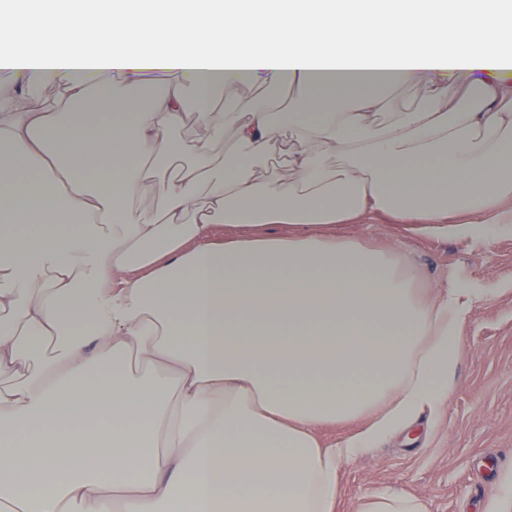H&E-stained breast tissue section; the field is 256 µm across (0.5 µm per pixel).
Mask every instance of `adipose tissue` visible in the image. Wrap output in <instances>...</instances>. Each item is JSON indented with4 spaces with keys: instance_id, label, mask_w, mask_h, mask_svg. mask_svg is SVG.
I'll use <instances>...</instances> for the list:
<instances>
[{
    "instance_id": "adipose-tissue-1",
    "label": "adipose tissue",
    "mask_w": 512,
    "mask_h": 512,
    "mask_svg": "<svg viewBox=\"0 0 512 512\" xmlns=\"http://www.w3.org/2000/svg\"><path fill=\"white\" fill-rule=\"evenodd\" d=\"M54 13L63 38L19 51ZM510 48L488 0L0 7V512H336L344 459L447 402L478 296L423 300L391 254L315 229L511 226ZM47 73L57 90L33 104ZM253 83L296 87L293 112L242 100ZM400 83L431 90L424 111L378 124ZM189 110L235 140L174 169ZM278 152L289 181L259 178ZM154 183L161 208L135 206ZM222 224L250 234L215 240Z\"/></svg>"
}]
</instances>
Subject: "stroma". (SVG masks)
<instances>
[{
  "instance_id": "stroma-1",
  "label": "stroma",
  "mask_w": 512,
  "mask_h": 512,
  "mask_svg": "<svg viewBox=\"0 0 512 512\" xmlns=\"http://www.w3.org/2000/svg\"><path fill=\"white\" fill-rule=\"evenodd\" d=\"M332 232L393 252L426 294L452 281L487 294L462 328L445 405L410 434L344 460L337 512H359L365 498L383 493L419 500L428 512H512L501 495L512 478V232L420 236L384 216Z\"/></svg>"
}]
</instances>
